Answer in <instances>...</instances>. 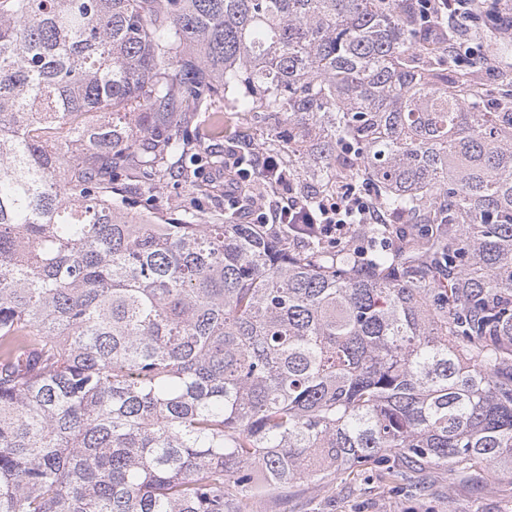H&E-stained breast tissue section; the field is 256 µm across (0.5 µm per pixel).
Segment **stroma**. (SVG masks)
Instances as JSON below:
<instances>
[{"label": "stroma", "mask_w": 512, "mask_h": 512, "mask_svg": "<svg viewBox=\"0 0 512 512\" xmlns=\"http://www.w3.org/2000/svg\"><path fill=\"white\" fill-rule=\"evenodd\" d=\"M512 14V0H483L477 22L463 29L462 37L491 49L494 42L512 43V30L496 27L490 11ZM200 149L228 157L230 152L252 146L279 156L284 167L295 161L288 150V124L235 109L230 101H215L202 109L194 122ZM157 207L173 216L191 212L207 219L225 211L224 170L198 165L194 184L166 175L155 198ZM250 512H512V475L484 468L428 466L407 471L396 481L384 482L376 465L342 471L329 483L304 482L269 491L252 500Z\"/></svg>", "instance_id": "obj_1"}]
</instances>
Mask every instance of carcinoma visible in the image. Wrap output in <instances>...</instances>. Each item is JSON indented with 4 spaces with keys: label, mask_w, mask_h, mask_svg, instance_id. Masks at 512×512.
Instances as JSON below:
<instances>
[{
    "label": "carcinoma",
    "mask_w": 512,
    "mask_h": 512,
    "mask_svg": "<svg viewBox=\"0 0 512 512\" xmlns=\"http://www.w3.org/2000/svg\"><path fill=\"white\" fill-rule=\"evenodd\" d=\"M419 0H0V512H243L373 461L512 474V101ZM285 113L300 169L408 234L365 259L228 212L201 107ZM194 185L185 184L173 174L163 178L162 190L155 197V204L173 217H180L184 212H192L199 218L207 219L213 214L228 211L224 201L237 207L238 201L247 191L243 179L245 172H237L238 178L229 173L226 178L224 164L221 167L199 164Z\"/></svg>",
    "instance_id": "1"
}]
</instances>
